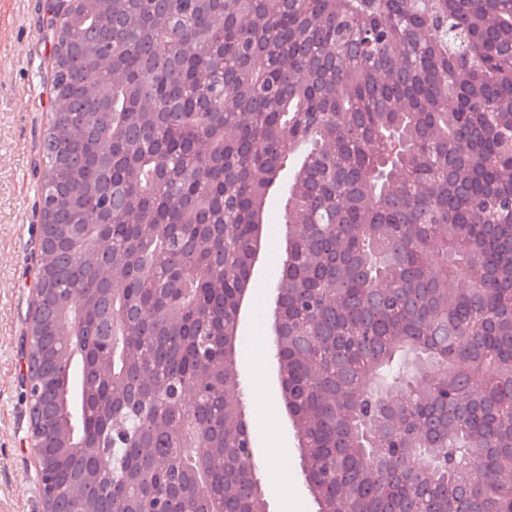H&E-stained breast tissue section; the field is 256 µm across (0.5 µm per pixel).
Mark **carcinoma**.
Segmentation results:
<instances>
[{
	"instance_id": "1",
	"label": "carcinoma",
	"mask_w": 512,
	"mask_h": 512,
	"mask_svg": "<svg viewBox=\"0 0 512 512\" xmlns=\"http://www.w3.org/2000/svg\"><path fill=\"white\" fill-rule=\"evenodd\" d=\"M42 24L21 382L65 512H269L237 359L272 252L315 512H512V0H50ZM284 204V195L279 190L276 191V193L271 197V203H270V214H269V223L266 226V233L268 238L273 241L277 242L282 234V224L281 222V214Z\"/></svg>"
}]
</instances>
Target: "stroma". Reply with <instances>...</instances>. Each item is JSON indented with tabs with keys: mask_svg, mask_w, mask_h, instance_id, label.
<instances>
[{
	"mask_svg": "<svg viewBox=\"0 0 512 512\" xmlns=\"http://www.w3.org/2000/svg\"><path fill=\"white\" fill-rule=\"evenodd\" d=\"M45 0H0V512H43L39 467L29 441V401L21 385V340L29 328L36 263L39 181L35 164L48 127L52 42ZM275 259L256 267L259 296L241 311L249 337L239 354L256 460L276 446L293 453L294 430L280 403L272 357Z\"/></svg>",
	"mask_w": 512,
	"mask_h": 512,
	"instance_id": "obj_1",
	"label": "stroma"
}]
</instances>
